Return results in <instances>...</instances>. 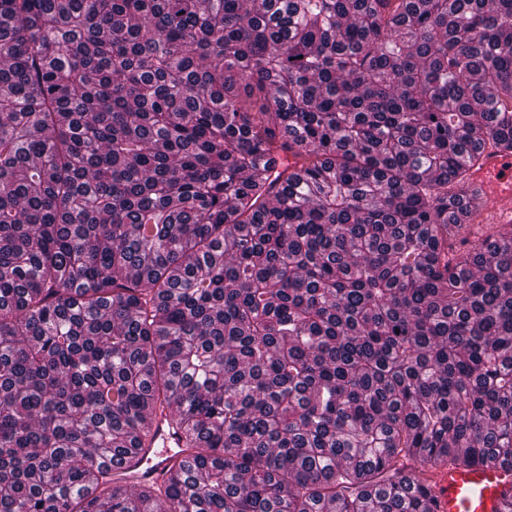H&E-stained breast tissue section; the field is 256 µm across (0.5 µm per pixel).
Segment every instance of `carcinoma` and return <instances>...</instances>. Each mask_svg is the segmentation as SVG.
Listing matches in <instances>:
<instances>
[{"label":"carcinoma","instance_id":"carcinoma-1","mask_svg":"<svg viewBox=\"0 0 512 512\" xmlns=\"http://www.w3.org/2000/svg\"><path fill=\"white\" fill-rule=\"evenodd\" d=\"M512 0H0V512H431L512 473ZM168 411L190 459L129 487ZM469 181L476 194L470 195L466 203L477 211L476 224H511L512 150L487 143L481 150L479 165L470 170ZM483 198L486 206L481 205ZM434 512H497L512 475L494 464L473 468L442 469L432 476Z\"/></svg>","mask_w":512,"mask_h":512}]
</instances>
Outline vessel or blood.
I'll use <instances>...</instances> for the list:
<instances>
[{
	"mask_svg": "<svg viewBox=\"0 0 512 512\" xmlns=\"http://www.w3.org/2000/svg\"><path fill=\"white\" fill-rule=\"evenodd\" d=\"M473 189L467 204L476 212L480 224L512 223V150L486 144L479 165L469 177ZM175 425L168 414H160L140 454L123 464L121 479L133 485L141 480L163 481L168 467L178 457ZM435 491L434 512H499L502 493L512 486V474L494 464L473 468L443 469L432 478Z\"/></svg>",
	"mask_w": 512,
	"mask_h": 512,
	"instance_id": "1",
	"label": "vessel or blood"
}]
</instances>
